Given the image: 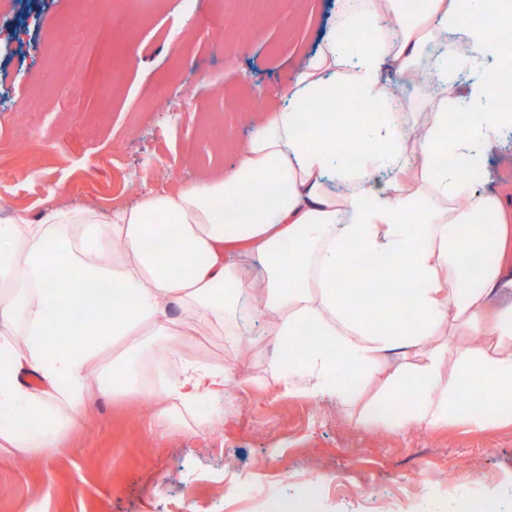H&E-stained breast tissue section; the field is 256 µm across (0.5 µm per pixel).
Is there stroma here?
<instances>
[{"mask_svg": "<svg viewBox=\"0 0 512 512\" xmlns=\"http://www.w3.org/2000/svg\"><path fill=\"white\" fill-rule=\"evenodd\" d=\"M124 0H0V110H26L0 140V223L51 204L101 212L161 185L230 168L256 107L278 105L329 31L333 0H152L127 30L72 28L79 9ZM230 24L211 25L216 13ZM112 86L98 98L102 83ZM165 87L157 99L153 91ZM241 364L237 337L201 332L196 357L244 366L220 399L200 401L205 429L159 424L146 394L88 393L80 425L51 459L0 451V512H265L229 493L282 497L314 481V512H461L468 496L512 512V423L477 417L394 430L363 424L386 375L356 386L350 410L288 396L276 339Z\"/></svg>", "mask_w": 512, "mask_h": 512, "instance_id": "1", "label": "stroma"}]
</instances>
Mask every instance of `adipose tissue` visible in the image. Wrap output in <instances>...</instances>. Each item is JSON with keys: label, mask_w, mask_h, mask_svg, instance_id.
<instances>
[{"label": "adipose tissue", "mask_w": 512, "mask_h": 512, "mask_svg": "<svg viewBox=\"0 0 512 512\" xmlns=\"http://www.w3.org/2000/svg\"><path fill=\"white\" fill-rule=\"evenodd\" d=\"M507 23L512 0H421L416 12L336 0L345 38L319 40L224 174L108 213L49 206L0 224V447L52 456L91 387L131 392L134 363L178 359L155 392L159 420L174 422L176 407L223 396L231 379L192 357L197 325L236 336L250 320L288 348L285 393L347 407L354 379L414 352L422 365L398 367L392 385L410 412L391 427L454 420L465 382L484 419H501L512 305L496 298L512 294V196L484 183L512 131V58L493 37ZM421 81L426 96L406 99ZM353 95L370 113L338 110ZM341 141L358 151L338 152ZM355 256L375 288L346 287ZM381 305L401 317L366 316Z\"/></svg>", "instance_id": "obj_1"}]
</instances>
